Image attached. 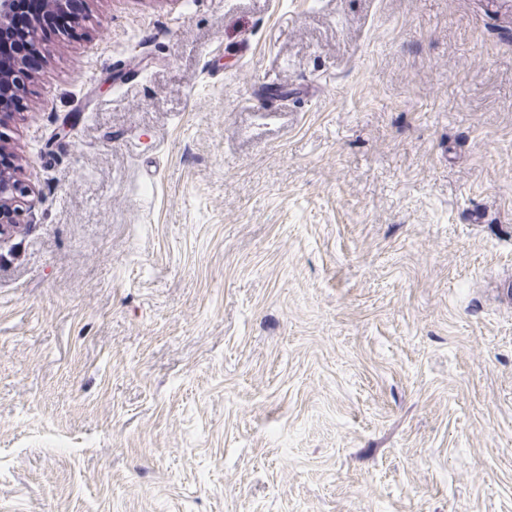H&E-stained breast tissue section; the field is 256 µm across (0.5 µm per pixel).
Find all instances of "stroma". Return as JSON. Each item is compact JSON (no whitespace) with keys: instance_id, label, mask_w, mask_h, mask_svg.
Instances as JSON below:
<instances>
[{"instance_id":"1","label":"stroma","mask_w":512,"mask_h":512,"mask_svg":"<svg viewBox=\"0 0 512 512\" xmlns=\"http://www.w3.org/2000/svg\"><path fill=\"white\" fill-rule=\"evenodd\" d=\"M41 54L0 512H512V0H91Z\"/></svg>"}]
</instances>
